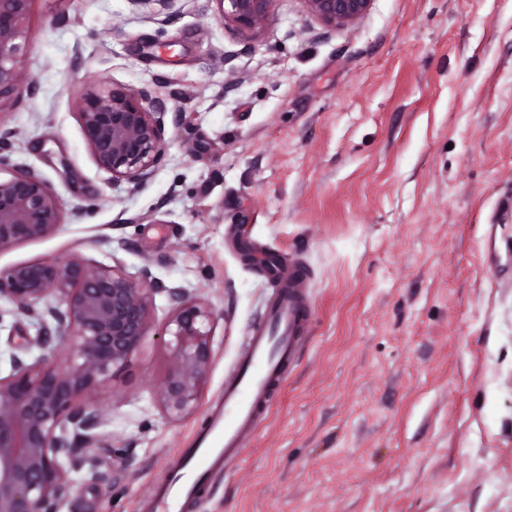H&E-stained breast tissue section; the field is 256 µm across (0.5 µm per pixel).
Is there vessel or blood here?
Wrapping results in <instances>:
<instances>
[{"label":"vessel or blood","mask_w":512,"mask_h":512,"mask_svg":"<svg viewBox=\"0 0 512 512\" xmlns=\"http://www.w3.org/2000/svg\"><path fill=\"white\" fill-rule=\"evenodd\" d=\"M269 275L279 291L263 325L251 331L207 428L182 451L179 474L156 485L145 512H186L197 497L198 481L223 472L239 456L294 360L309 323L310 274L303 265L282 260Z\"/></svg>","instance_id":"b4317fda"}]
</instances>
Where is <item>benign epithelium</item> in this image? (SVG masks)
Segmentation results:
<instances>
[{
  "label": "benign epithelium",
  "mask_w": 512,
  "mask_h": 512,
  "mask_svg": "<svg viewBox=\"0 0 512 512\" xmlns=\"http://www.w3.org/2000/svg\"><path fill=\"white\" fill-rule=\"evenodd\" d=\"M31 2L0 0V107L35 91L20 72ZM215 2L224 22L254 32L268 23L275 0ZM301 2L324 25L345 29L363 20L374 0ZM74 107L100 169L135 184L148 178L167 148L162 101L104 81L85 88ZM60 216V202L34 171L0 179V251L50 234ZM163 291L172 315L162 336L172 340L161 404L167 418L180 420L191 414L211 362L212 308L183 288L163 286L146 268L133 279L117 266L74 257L0 270V299L40 320L27 347L46 351L31 364L12 357V373L0 377V512H60L70 497V472L84 464L77 449L112 436L96 390L140 347L154 295Z\"/></svg>",
  "instance_id": "benign-epithelium-1"
}]
</instances>
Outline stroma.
Wrapping results in <instances>:
<instances>
[{
	"instance_id": "35a3bbf8",
	"label": "stroma",
	"mask_w": 512,
	"mask_h": 512,
	"mask_svg": "<svg viewBox=\"0 0 512 512\" xmlns=\"http://www.w3.org/2000/svg\"><path fill=\"white\" fill-rule=\"evenodd\" d=\"M23 73L0 110L8 169L62 204L0 269L79 255L209 304L192 415L160 389L172 314L99 388L109 447L82 449L68 512H139L205 426L277 288L249 245L310 271L312 317L253 436L189 512H512V0H374L344 30L275 0L243 35L215 0H32ZM107 81L164 100L165 154L141 184L101 170L74 100ZM37 319L0 301V375Z\"/></svg>"
}]
</instances>
